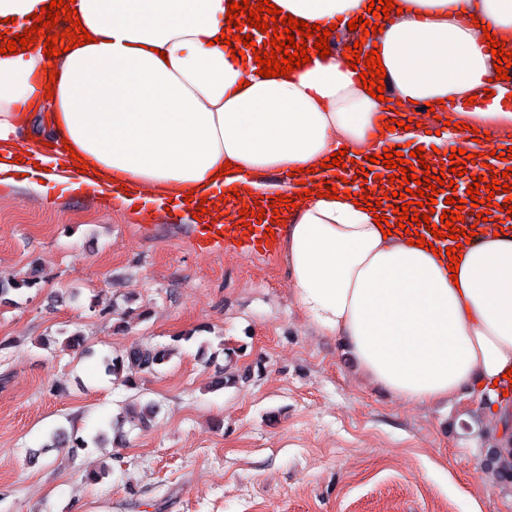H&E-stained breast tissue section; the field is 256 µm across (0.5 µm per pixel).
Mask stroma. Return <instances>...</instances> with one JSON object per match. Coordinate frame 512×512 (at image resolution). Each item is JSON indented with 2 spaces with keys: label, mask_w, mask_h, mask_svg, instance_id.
I'll return each instance as SVG.
<instances>
[{
  "label": "stroma",
  "mask_w": 512,
  "mask_h": 512,
  "mask_svg": "<svg viewBox=\"0 0 512 512\" xmlns=\"http://www.w3.org/2000/svg\"><path fill=\"white\" fill-rule=\"evenodd\" d=\"M190 236L92 197L0 188V279H36L0 300V512H512L498 423L475 398L402 402L302 312L283 256L198 255ZM128 295L148 316L120 330ZM76 331L90 354L44 344ZM175 340L137 390L100 366ZM134 394L157 414L122 444L30 461L55 429L91 438Z\"/></svg>",
  "instance_id": "1"
}]
</instances>
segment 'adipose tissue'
<instances>
[{
	"label": "adipose tissue",
	"mask_w": 512,
	"mask_h": 512,
	"mask_svg": "<svg viewBox=\"0 0 512 512\" xmlns=\"http://www.w3.org/2000/svg\"><path fill=\"white\" fill-rule=\"evenodd\" d=\"M231 0H74L92 43L47 57L40 44L0 54V184L38 193L93 194L121 208L131 182L143 209L190 198L220 224L230 190L266 202L256 173L291 174L278 248L297 305L338 337L356 370L410 403L460 392L507 420L501 380L512 369V229L459 247L457 274L445 251L411 245L390 206L369 211L361 187L322 197L323 163L346 144L382 154L372 135L385 112L412 103L483 96L495 74L488 26L512 44V0H396L381 32L367 37L396 88L399 109L364 89L343 55L312 54L292 73L265 78L254 58H232L219 36ZM283 14L328 28L366 14L369 0H270ZM51 0H0V34L13 39ZM54 68L57 79L46 70ZM53 97H46L45 87ZM49 115L69 179L44 174L45 158L20 161L19 132ZM69 149H62V142ZM232 172L221 174L224 163ZM395 228L383 235L376 216Z\"/></svg>",
	"instance_id": "adipose-tissue-1"
}]
</instances>
